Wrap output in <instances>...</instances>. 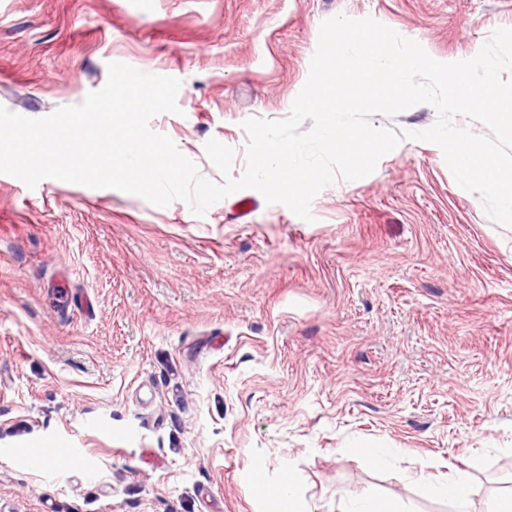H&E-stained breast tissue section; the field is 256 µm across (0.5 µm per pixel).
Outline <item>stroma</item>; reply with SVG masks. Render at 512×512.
Returning <instances> with one entry per match:
<instances>
[{"label": "stroma", "instance_id": "1", "mask_svg": "<svg viewBox=\"0 0 512 512\" xmlns=\"http://www.w3.org/2000/svg\"><path fill=\"white\" fill-rule=\"evenodd\" d=\"M338 14L439 61L512 28V0H0V105L48 116L114 61L168 73L182 113L150 127L217 182L206 143L241 175L243 121L289 115ZM310 210L242 189L198 217L0 173V512H264L253 471L287 464L305 512L367 489L394 512H455L414 478L452 465L471 471L468 512L512 491V227L408 139ZM353 438L398 457L373 468Z\"/></svg>", "mask_w": 512, "mask_h": 512}]
</instances>
